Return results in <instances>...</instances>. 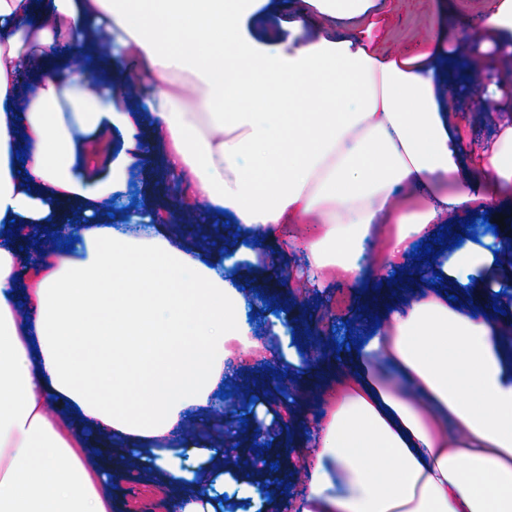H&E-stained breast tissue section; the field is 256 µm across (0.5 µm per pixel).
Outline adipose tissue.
<instances>
[{
	"instance_id": "ef3b65f1",
	"label": "adipose tissue",
	"mask_w": 512,
	"mask_h": 512,
	"mask_svg": "<svg viewBox=\"0 0 512 512\" xmlns=\"http://www.w3.org/2000/svg\"><path fill=\"white\" fill-rule=\"evenodd\" d=\"M266 2L0 0V512H112L119 448L181 486L170 512H221L196 473L226 483L222 440L183 429L211 404L227 343L252 334L233 263L175 246L155 208L122 225L103 206L160 139L170 173H191L192 196L229 211L239 239L284 238L317 287L340 281L382 315L362 347L300 378L327 395L300 512H512V334L469 287L512 263V234L435 245L408 301L390 286L449 213L512 189V123L464 172L445 35L381 55L351 31L374 0H309L342 30L246 35ZM94 27L118 79L58 66ZM508 34L500 0L473 68ZM143 73L158 91L127 108L122 78ZM115 130L118 154L88 149Z\"/></svg>"
}]
</instances>
